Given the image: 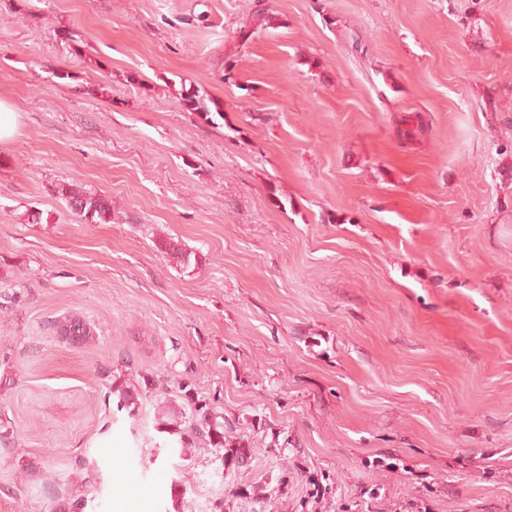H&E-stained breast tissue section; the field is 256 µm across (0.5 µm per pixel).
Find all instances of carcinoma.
Listing matches in <instances>:
<instances>
[{"label":"carcinoma","instance_id":"cac0c4a2","mask_svg":"<svg viewBox=\"0 0 512 512\" xmlns=\"http://www.w3.org/2000/svg\"><path fill=\"white\" fill-rule=\"evenodd\" d=\"M187 101L190 110L201 113L208 122H213L212 115L224 118L221 104L210 98L205 100L194 93L183 97ZM59 195L65 201L67 208L77 214L85 224H109L112 222V209L110 204L102 197L87 192L74 185H64L59 190ZM157 249L172 256L174 260L183 266L190 264V258L194 252L173 244L170 241H161ZM190 414L182 417L175 416L176 431L180 435V445L189 444L186 437L204 436L208 439V446L214 448L216 458L222 466L234 465L244 462L251 455V450L241 445L238 441L228 439L224 434V423L218 421L220 415L215 411L213 404L205 399L190 398Z\"/></svg>","mask_w":512,"mask_h":512}]
</instances>
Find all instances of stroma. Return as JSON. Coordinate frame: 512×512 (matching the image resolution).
Returning <instances> with one entry per match:
<instances>
[{
	"mask_svg": "<svg viewBox=\"0 0 512 512\" xmlns=\"http://www.w3.org/2000/svg\"><path fill=\"white\" fill-rule=\"evenodd\" d=\"M0 100V512H512V0H0ZM183 100L187 101V103L184 104L187 105L191 111L201 112L202 117L214 125L215 122L212 118V114H216L220 119L224 118V112L221 110V104L212 98H208V102L211 106L205 102L206 100L204 98H200L198 92L189 96L184 95ZM67 208L86 224H108L112 221V209L105 199L74 185H64L58 190ZM187 400L191 404L190 414L186 416V414L180 413L181 417L177 415L174 419L176 424L175 431H177L174 433L180 436L181 449L179 451V458L181 460H187L183 448L187 447L185 445L190 444L183 437L184 434H187L188 437L196 435L207 437V445L210 448H214L217 460H220L225 468L228 465L239 464L244 462L245 459L250 458V448H245L244 445H241L240 441L234 442L228 439L230 436L226 435V433L224 434V418L216 413L215 407H213L210 401L195 397L187 398ZM218 418H222L223 421H218ZM182 422L187 424L184 428H181Z\"/></svg>",
	"mask_w": 512,
	"mask_h": 512,
	"instance_id": "1",
	"label": "stroma"
}]
</instances>
